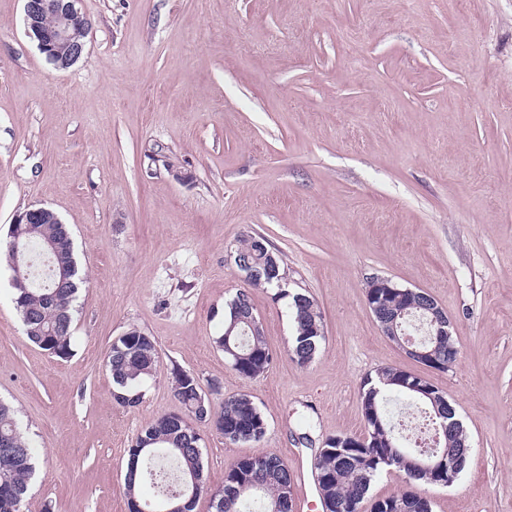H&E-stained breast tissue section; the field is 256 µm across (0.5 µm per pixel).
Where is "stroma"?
Returning <instances> with one entry per match:
<instances>
[{
  "label": "stroma",
  "mask_w": 512,
  "mask_h": 512,
  "mask_svg": "<svg viewBox=\"0 0 512 512\" xmlns=\"http://www.w3.org/2000/svg\"><path fill=\"white\" fill-rule=\"evenodd\" d=\"M81 58L49 64L23 0H0V245L41 204L68 224L86 282L72 351L28 341L0 268V399L34 447L23 512H128L127 451L183 407L171 372L213 406L248 394L258 443L199 425L213 512L234 460L299 466L298 512H322L310 470L324 441L364 433L362 380L392 366L454 406L471 453L434 512H512V0H79ZM260 234L326 339L288 356L287 300L250 290L275 359L241 378L212 342L247 288L231 253ZM382 276L431 294L460 350L440 372L379 328ZM160 362L142 403L113 398L107 353L129 328ZM309 443H300L301 435Z\"/></svg>",
  "instance_id": "35a3bbf8"
}]
</instances>
